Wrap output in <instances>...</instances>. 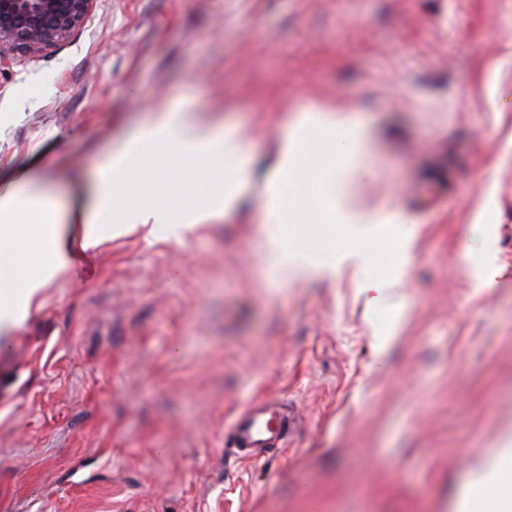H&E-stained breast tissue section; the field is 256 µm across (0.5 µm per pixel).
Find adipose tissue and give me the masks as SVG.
Returning a JSON list of instances; mask_svg holds the SVG:
<instances>
[{"label": "adipose tissue", "instance_id": "1", "mask_svg": "<svg viewBox=\"0 0 512 512\" xmlns=\"http://www.w3.org/2000/svg\"><path fill=\"white\" fill-rule=\"evenodd\" d=\"M356 115L327 109L300 111L281 138L277 171L259 205L274 267L312 274L335 271L333 253L306 252L288 236L291 224L339 226L350 237L372 224H411L404 210L369 209L355 199L352 175L372 147ZM253 162L242 133L194 127L166 106L109 152L94 175L57 193L37 171L0 180V260L15 257V285L0 290V339L25 320L43 288L63 271L77 270L105 232L140 224H210L245 203Z\"/></svg>", "mask_w": 512, "mask_h": 512}]
</instances>
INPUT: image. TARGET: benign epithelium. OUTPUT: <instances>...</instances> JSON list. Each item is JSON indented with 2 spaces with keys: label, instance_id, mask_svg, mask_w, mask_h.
I'll use <instances>...</instances> for the list:
<instances>
[{
  "label": "benign epithelium",
  "instance_id": "1",
  "mask_svg": "<svg viewBox=\"0 0 512 512\" xmlns=\"http://www.w3.org/2000/svg\"><path fill=\"white\" fill-rule=\"evenodd\" d=\"M96 0H0V68L16 58L41 56L70 42Z\"/></svg>",
  "mask_w": 512,
  "mask_h": 512
}]
</instances>
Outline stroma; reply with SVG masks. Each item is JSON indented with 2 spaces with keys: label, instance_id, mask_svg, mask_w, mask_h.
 <instances>
[{
  "label": "stroma",
  "instance_id": "stroma-1",
  "mask_svg": "<svg viewBox=\"0 0 512 512\" xmlns=\"http://www.w3.org/2000/svg\"><path fill=\"white\" fill-rule=\"evenodd\" d=\"M512 0H97L0 74V178L69 183L159 105L245 133L250 202L60 273L0 347V512H458L512 445ZM372 128L360 262L284 277L258 201L297 110ZM491 268L486 288L473 274ZM389 283L373 302L371 284ZM297 420L245 457L256 400ZM512 470V450L504 449L501 450L495 457L491 468L488 470L487 474L484 476V480L475 481L473 480L471 483L466 485L461 496L460 502L463 508H466L467 503L471 496L475 493L478 487L490 483H494L498 480L500 475L503 473L510 472Z\"/></svg>",
  "mask_w": 512,
  "mask_h": 512
}]
</instances>
